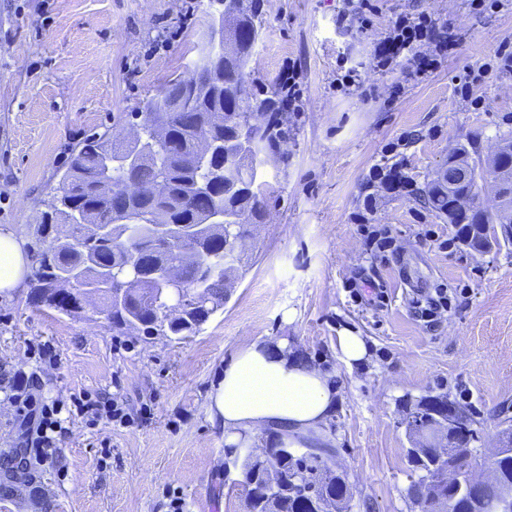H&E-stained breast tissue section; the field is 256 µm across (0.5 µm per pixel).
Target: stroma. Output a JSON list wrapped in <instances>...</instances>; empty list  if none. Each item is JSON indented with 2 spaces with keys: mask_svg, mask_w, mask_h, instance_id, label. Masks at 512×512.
I'll use <instances>...</instances> for the list:
<instances>
[{
  "mask_svg": "<svg viewBox=\"0 0 512 512\" xmlns=\"http://www.w3.org/2000/svg\"><path fill=\"white\" fill-rule=\"evenodd\" d=\"M263 0L265 27L247 68L270 96L287 67L298 111L258 157L265 219L245 243L246 272L223 310L184 340L143 341L104 316L35 307L28 289L0 293V364L35 375L62 431L48 462L0 467V512H245L239 470L207 419L225 363L254 341L287 340L334 376L330 462L343 470L347 512H419L420 479L403 420L428 397L472 413L484 461L512 430V240L478 252L423 198L457 144L487 157L512 137V9L468 0ZM351 22L338 24L342 12ZM428 13L462 42L419 81L373 68L392 20ZM208 0H0V227L34 245L42 201L84 138L121 131L132 112L187 74L206 41ZM363 85L338 87L347 70ZM400 166L413 191L363 197L376 170ZM392 239L388 251L368 241ZM363 296H355L356 286ZM446 290L448 307L422 318L416 300ZM365 339L348 367L338 336ZM114 398L124 423L90 424L79 398Z\"/></svg>",
  "mask_w": 512,
  "mask_h": 512,
  "instance_id": "35a3bbf8",
  "label": "stroma"
}]
</instances>
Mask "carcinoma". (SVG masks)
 <instances>
[{
    "mask_svg": "<svg viewBox=\"0 0 512 512\" xmlns=\"http://www.w3.org/2000/svg\"><path fill=\"white\" fill-rule=\"evenodd\" d=\"M237 12L231 24L260 30L261 0H228ZM253 45L234 55L214 60L201 48L190 74L164 85L140 110L144 136L131 144L114 132L86 139L71 156L62 175L60 193L47 202L34 237L37 267L32 276L31 302L73 315L76 297L53 282L66 270H76L80 284L98 280L103 268L130 276L128 299L109 302L112 330L121 334L192 336L216 312L224 309L228 290L238 279L241 257L228 255L244 240L263 214L257 200L265 198L266 184L258 180L257 157L280 133V122L253 102L244 88ZM194 99L192 112L174 109L177 99ZM247 132L252 148L240 154L234 141ZM208 137L215 151L196 159L199 137ZM139 150L141 161L124 170L106 163L111 152ZM197 183L209 186L199 195ZM453 199L437 189L428 190L425 204L451 224H468V211L452 206ZM224 211V223L211 220ZM99 224L112 225L100 237ZM162 224L184 231L182 245L163 250L139 237L137 225ZM182 265L188 288H202L201 302L185 308L168 321L159 310L171 300L168 287L148 280L165 265ZM249 512H344L349 499L346 482L328 475L318 455H283L278 459V485H268L264 472L249 461L243 465Z\"/></svg>",
    "mask_w": 512,
    "mask_h": 512,
    "instance_id": "cac0c4a2",
    "label": "carcinoma"
}]
</instances>
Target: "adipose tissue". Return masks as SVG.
Instances as JSON below:
<instances>
[{
    "label": "adipose tissue",
    "instance_id": "1",
    "mask_svg": "<svg viewBox=\"0 0 512 512\" xmlns=\"http://www.w3.org/2000/svg\"><path fill=\"white\" fill-rule=\"evenodd\" d=\"M29 265L23 239L0 228V292L22 287ZM335 408L332 374L289 352L286 341L254 342L225 365L210 395L208 420L228 444L248 447L268 426L277 447L306 448L323 442L322 427Z\"/></svg>",
    "mask_w": 512,
    "mask_h": 512
}]
</instances>
